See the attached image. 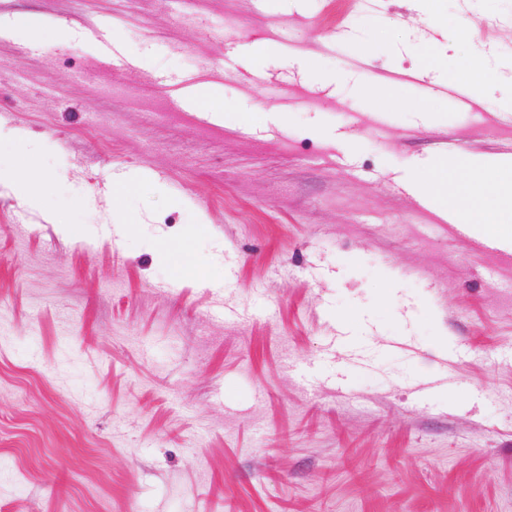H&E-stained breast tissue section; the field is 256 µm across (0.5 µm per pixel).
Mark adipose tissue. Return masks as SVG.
I'll use <instances>...</instances> for the list:
<instances>
[{
    "mask_svg": "<svg viewBox=\"0 0 512 512\" xmlns=\"http://www.w3.org/2000/svg\"><path fill=\"white\" fill-rule=\"evenodd\" d=\"M29 156L22 168L0 159V184L37 208L44 185L40 149L31 147ZM413 186L431 197L439 209L453 210L459 223L469 225L473 233L512 249V156L475 155L453 165L438 156L423 166ZM489 197L494 200L490 206L485 203Z\"/></svg>",
    "mask_w": 512,
    "mask_h": 512,
    "instance_id": "obj_1",
    "label": "adipose tissue"
}]
</instances>
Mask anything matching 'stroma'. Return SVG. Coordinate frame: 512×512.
I'll use <instances>...</instances> for the list:
<instances>
[{
  "label": "stroma",
  "mask_w": 512,
  "mask_h": 512,
  "mask_svg": "<svg viewBox=\"0 0 512 512\" xmlns=\"http://www.w3.org/2000/svg\"><path fill=\"white\" fill-rule=\"evenodd\" d=\"M25 13L71 38L0 36V130L42 142L54 216L0 187V512H512V253L409 188L512 155L459 104L476 50L512 92V0H0V27ZM462 27L430 95L415 46ZM193 71L221 124L171 108ZM186 237L202 272L143 246Z\"/></svg>",
  "instance_id": "1"
}]
</instances>
